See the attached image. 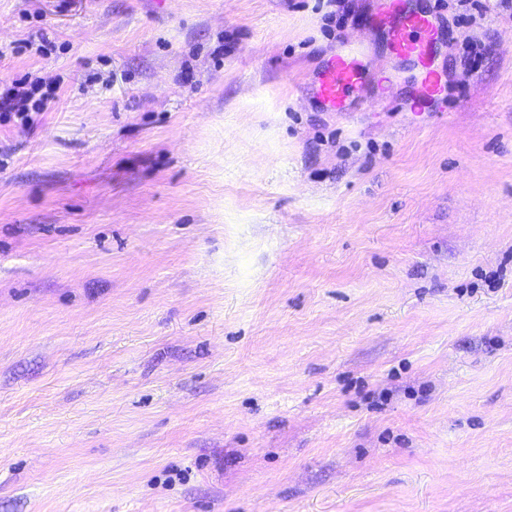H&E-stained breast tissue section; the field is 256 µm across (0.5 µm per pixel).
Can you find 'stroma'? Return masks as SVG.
<instances>
[{"label":"stroma","mask_w":512,"mask_h":512,"mask_svg":"<svg viewBox=\"0 0 512 512\" xmlns=\"http://www.w3.org/2000/svg\"><path fill=\"white\" fill-rule=\"evenodd\" d=\"M410 3L423 105L381 0H0V512H512V0ZM384 1V10L374 23L387 28L390 47L397 56L414 58L423 66L419 99L426 101L440 88V78L428 62L437 39L433 18L408 9L404 0ZM366 64L350 51L339 52L319 72L316 95L331 112H349L351 101L366 81ZM27 85L29 88L24 90L13 88L7 89L3 94L0 93V112H14L25 124L34 126L37 116L48 111L51 96L47 92H42L43 84L40 79H35Z\"/></svg>","instance_id":"1"}]
</instances>
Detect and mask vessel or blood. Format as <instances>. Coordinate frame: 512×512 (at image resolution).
<instances>
[{"label":"vessel or blood","mask_w":512,"mask_h":512,"mask_svg":"<svg viewBox=\"0 0 512 512\" xmlns=\"http://www.w3.org/2000/svg\"><path fill=\"white\" fill-rule=\"evenodd\" d=\"M386 28L392 51L403 58L416 59L424 70L419 87L420 100L437 94L440 78L427 62L433 52L437 31L431 17L406 7L404 0H386L383 11L374 19ZM366 64L352 52L342 51L319 72L316 95L331 112H346L366 81Z\"/></svg>","instance_id":"obj_1"}]
</instances>
